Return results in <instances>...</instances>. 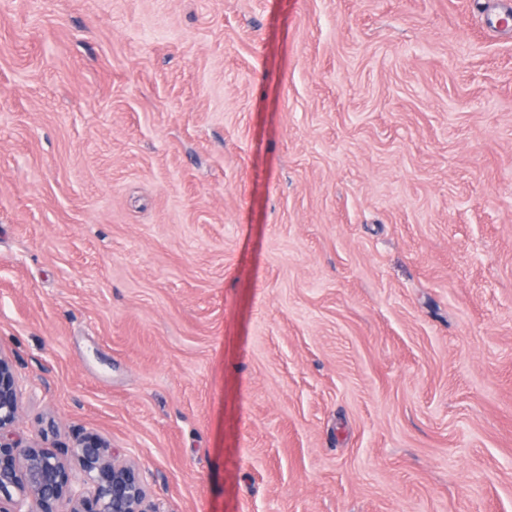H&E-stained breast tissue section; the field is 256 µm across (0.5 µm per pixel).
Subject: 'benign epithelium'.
<instances>
[{
    "label": "benign epithelium",
    "instance_id": "7a95c632",
    "mask_svg": "<svg viewBox=\"0 0 512 512\" xmlns=\"http://www.w3.org/2000/svg\"><path fill=\"white\" fill-rule=\"evenodd\" d=\"M19 406L13 364L0 354V512H157L147 509L148 477L118 460L95 435L56 453L14 439Z\"/></svg>",
    "mask_w": 512,
    "mask_h": 512
}]
</instances>
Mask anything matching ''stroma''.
Here are the masks:
<instances>
[{
  "label": "stroma",
  "instance_id": "stroma-1",
  "mask_svg": "<svg viewBox=\"0 0 512 512\" xmlns=\"http://www.w3.org/2000/svg\"><path fill=\"white\" fill-rule=\"evenodd\" d=\"M512 0H0L12 430L157 512H512Z\"/></svg>",
  "mask_w": 512,
  "mask_h": 512
}]
</instances>
